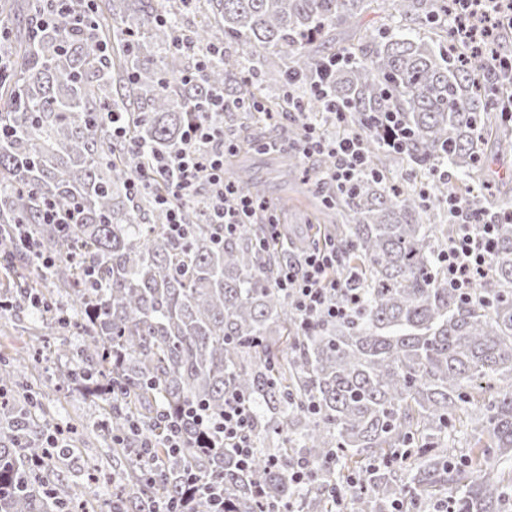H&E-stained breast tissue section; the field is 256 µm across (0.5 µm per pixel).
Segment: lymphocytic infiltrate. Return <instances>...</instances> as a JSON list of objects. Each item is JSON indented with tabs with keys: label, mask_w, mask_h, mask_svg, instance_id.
<instances>
[{
	"label": "lymphocytic infiltrate",
	"mask_w": 512,
	"mask_h": 512,
	"mask_svg": "<svg viewBox=\"0 0 512 512\" xmlns=\"http://www.w3.org/2000/svg\"><path fill=\"white\" fill-rule=\"evenodd\" d=\"M450 29L461 40L477 44L487 40L494 30L512 26V0H458L448 16ZM312 88L326 98L329 111L325 123L312 122L305 127L301 152L309 158L320 154L332 163L316 181L317 186L339 184L347 188L370 170V159L363 149L362 135L347 129L346 115L326 97L324 79ZM208 107L211 118L189 123L181 147L156 158L149 170L137 171L129 181L131 191L146 187L149 181L162 180L168 192L160 203L167 210L168 232L173 239L184 238L188 226L180 205L205 196L210 201V216L220 236L237 232L256 204L250 194L224 181V158L235 146L224 131L223 95H214ZM448 214L452 235L440 263L449 288L461 298L472 299L476 285L492 271L493 246L500 214L483 211L476 196H449ZM340 260L335 244H326L301 252L277 270L276 286L288 298L303 324L317 319H340L350 315L361 299L357 287L340 284L334 272ZM192 418L203 432L223 436L225 447L234 449L242 466H249L253 454L250 436L252 406L236 393L224 396V412L211 415L205 407L192 406L185 416L168 419L172 443H179L185 418Z\"/></svg>",
	"instance_id": "f902f5d3"
}]
</instances>
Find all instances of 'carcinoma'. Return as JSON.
Masks as SVG:
<instances>
[{
    "label": "carcinoma",
    "mask_w": 512,
    "mask_h": 512,
    "mask_svg": "<svg viewBox=\"0 0 512 512\" xmlns=\"http://www.w3.org/2000/svg\"><path fill=\"white\" fill-rule=\"evenodd\" d=\"M195 2L161 12L155 0H102L92 25L63 15L39 28L43 5L0 0L9 43L0 126L10 132L0 141V302L21 320L36 297L52 335L83 336L86 367L56 373L110 407L121 467L110 512H162L181 499L183 512H213L215 487L224 512H425L436 492L450 512H512V222L499 224L492 274L473 301L448 288L438 261L451 236L448 192L477 185L480 207L503 205L488 182L512 156V132L488 55L451 35L376 31L333 66L316 42L360 24L379 0H206L207 21L187 31L182 15ZM389 2L410 24L448 14V0ZM213 47L224 54L198 65ZM322 67L348 128L366 132L372 173L319 196L321 210L345 220L336 277L358 270L360 302L345 319L306 327L275 284L288 241L258 250L263 212L218 243L199 200L184 207L189 234L176 241L159 204L166 185L133 194L128 182L205 119L215 91L246 118L300 113L288 125L300 142L306 118L324 111L312 91ZM288 70L300 81L268 99L261 74ZM109 109L125 113L138 155L112 141ZM376 112L398 113L403 147L368 129ZM401 159L453 181L425 197L388 177ZM224 177L265 199L239 165L226 164ZM46 201L77 208L79 223H41ZM36 253L55 264L31 273ZM17 385L14 360L0 357V396ZM229 391L253 404L249 468L191 421L181 447H168L163 416L199 403L219 414ZM31 403L28 394L0 406V512H90L79 492L63 501L45 487L54 450ZM303 458L314 469L297 484L288 469Z\"/></svg>",
    "instance_id": "carcinoma-1"
}]
</instances>
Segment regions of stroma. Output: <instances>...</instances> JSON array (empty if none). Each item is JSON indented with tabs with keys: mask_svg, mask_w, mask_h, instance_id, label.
<instances>
[{
	"mask_svg": "<svg viewBox=\"0 0 512 512\" xmlns=\"http://www.w3.org/2000/svg\"><path fill=\"white\" fill-rule=\"evenodd\" d=\"M239 162L247 167L254 180L264 184L270 202L287 201L285 224L304 228L311 224L328 227L336 216L322 213L316 208L317 200L299 177L277 174L272 154L259 150L241 155ZM29 355L17 362L16 369L21 386L36 393L37 411L50 413L61 433H74L75 447L66 464L49 459L43 475L54 485L58 494L80 490L85 499L103 504L112 498L111 484L88 480L87 469L98 466L104 471L112 469V441L106 432L108 408L104 402L91 396L79 386L60 382L53 373L56 356L46 337L32 336L23 330L21 322L0 316V355H13L18 348Z\"/></svg>",
	"mask_w": 512,
	"mask_h": 512,
	"instance_id": "stroma-1",
	"label": "stroma"
}]
</instances>
